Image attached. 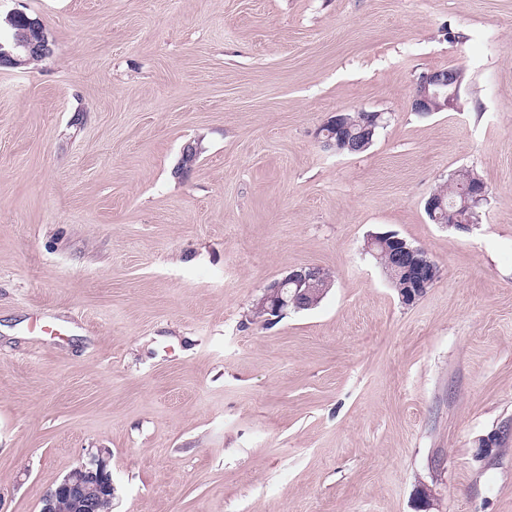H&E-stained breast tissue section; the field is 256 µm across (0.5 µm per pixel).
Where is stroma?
Instances as JSON below:
<instances>
[{"mask_svg": "<svg viewBox=\"0 0 512 512\" xmlns=\"http://www.w3.org/2000/svg\"><path fill=\"white\" fill-rule=\"evenodd\" d=\"M15 12L52 52L0 67V512L96 448L112 512H512V0H0V36ZM448 67L458 109L414 112ZM339 110L381 113L363 153L317 138ZM464 169L458 232L425 201ZM383 232L439 267L412 305ZM307 265L316 307L250 321Z\"/></svg>", "mask_w": 512, "mask_h": 512, "instance_id": "stroma-1", "label": "stroma"}]
</instances>
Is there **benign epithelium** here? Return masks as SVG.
Masks as SVG:
<instances>
[{
	"label": "benign epithelium",
	"mask_w": 512,
	"mask_h": 512,
	"mask_svg": "<svg viewBox=\"0 0 512 512\" xmlns=\"http://www.w3.org/2000/svg\"><path fill=\"white\" fill-rule=\"evenodd\" d=\"M50 51L48 38L41 28L26 42H0V63L19 67L26 64L27 57ZM462 82L463 73L458 69H436L424 73L412 95V110L431 113L456 108ZM324 125L336 133L337 150L347 147L352 152H361L372 143L380 126V114H365L364 122L356 133L352 132L350 118L342 111L332 113ZM485 194L484 183L473 184L461 195V206L469 208L476 205ZM366 252L379 261L389 282L400 283L399 297L406 305L422 297L435 282L436 267L426 252L393 232L371 236ZM321 277L322 268L309 265L291 270L271 283L260 296L259 307L266 313L264 323L280 318L290 307L307 310L317 306L325 296L317 290ZM112 494L109 453L99 448L88 453L87 460L80 462L45 495L40 512H63L67 505L73 512H100L101 502L112 498Z\"/></svg>",
	"instance_id": "7a95c632"
}]
</instances>
